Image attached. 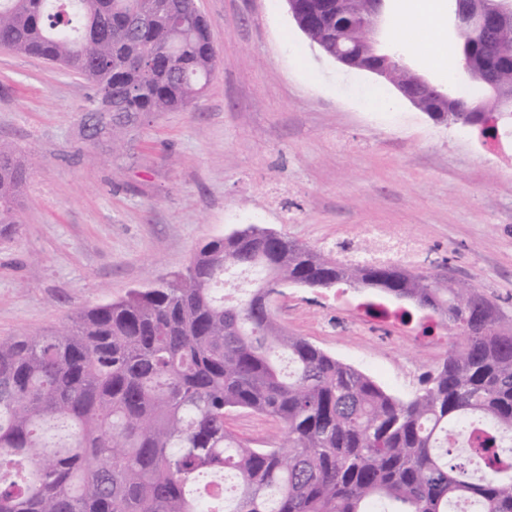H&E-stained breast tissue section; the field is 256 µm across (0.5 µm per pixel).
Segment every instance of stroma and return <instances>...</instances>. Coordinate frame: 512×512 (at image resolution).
Returning a JSON list of instances; mask_svg holds the SVG:
<instances>
[{
	"instance_id": "obj_1",
	"label": "stroma",
	"mask_w": 512,
	"mask_h": 512,
	"mask_svg": "<svg viewBox=\"0 0 512 512\" xmlns=\"http://www.w3.org/2000/svg\"><path fill=\"white\" fill-rule=\"evenodd\" d=\"M217 59L191 107L142 116L111 152L83 137L93 90L0 49V142L28 169L19 230L0 239V336L50 331L183 268L254 224L329 252L371 231L412 238L399 260L446 268L512 326V143L435 123L389 83L322 55L285 0H199ZM374 288L282 287L279 325L407 399L458 336L433 313L377 321ZM432 333H424V326ZM227 421L257 448L280 429Z\"/></svg>"
}]
</instances>
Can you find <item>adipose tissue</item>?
Returning a JSON list of instances; mask_svg holds the SVG:
<instances>
[{
    "instance_id": "obj_1",
    "label": "adipose tissue",
    "mask_w": 512,
    "mask_h": 512,
    "mask_svg": "<svg viewBox=\"0 0 512 512\" xmlns=\"http://www.w3.org/2000/svg\"><path fill=\"white\" fill-rule=\"evenodd\" d=\"M404 11L406 19L395 24L394 39L401 43L407 42L410 27H419L424 34L427 47L425 61L432 65L444 66L445 61L438 51L439 46L447 38L442 0H407Z\"/></svg>"
}]
</instances>
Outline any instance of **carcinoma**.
I'll return each mask as SVG.
<instances>
[{
    "mask_svg": "<svg viewBox=\"0 0 512 512\" xmlns=\"http://www.w3.org/2000/svg\"><path fill=\"white\" fill-rule=\"evenodd\" d=\"M360 9H331L308 37L348 48ZM464 75L512 84V26L457 36ZM0 48L39 56L92 87L99 142L151 112L186 109L216 58L196 0H0ZM484 106L512 122V99ZM462 104L447 124H468ZM26 169L0 144V238L17 233ZM371 244L339 260L285 235L231 234L182 271L78 310L62 330L0 337V512H512V326L462 281L405 274ZM255 271L232 303L226 275ZM378 288L463 340L409 400L284 333L263 298L283 283ZM247 410L281 443L227 426ZM481 474L474 476L471 460ZM232 472L227 497L206 478ZM229 426L256 448H270L279 443L280 429L274 422L248 411L232 412L227 417Z\"/></svg>",
    "mask_w": 512,
    "mask_h": 512,
    "instance_id": "1",
    "label": "carcinoma"
}]
</instances>
